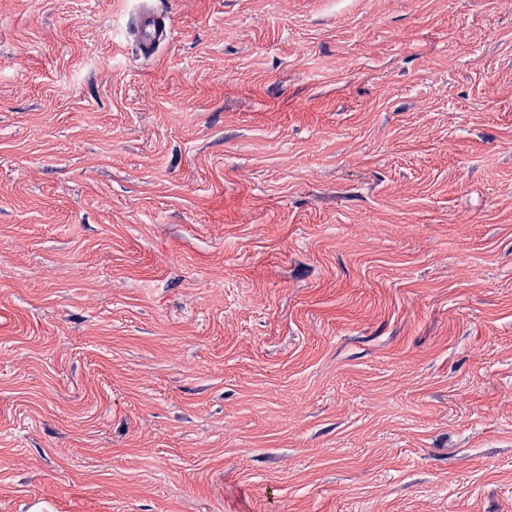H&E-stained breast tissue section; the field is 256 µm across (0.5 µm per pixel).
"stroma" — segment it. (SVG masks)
<instances>
[{"instance_id": "stroma-1", "label": "stroma", "mask_w": 512, "mask_h": 512, "mask_svg": "<svg viewBox=\"0 0 512 512\" xmlns=\"http://www.w3.org/2000/svg\"><path fill=\"white\" fill-rule=\"evenodd\" d=\"M0 0V512H512V0ZM136 32L141 53L150 56L161 42L168 39L171 25L165 16L145 9L137 16Z\"/></svg>"}]
</instances>
